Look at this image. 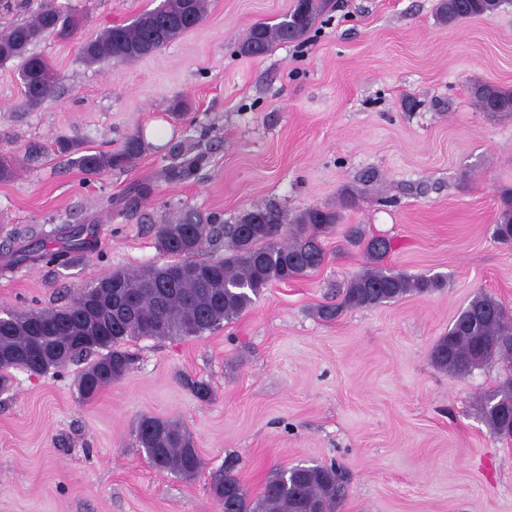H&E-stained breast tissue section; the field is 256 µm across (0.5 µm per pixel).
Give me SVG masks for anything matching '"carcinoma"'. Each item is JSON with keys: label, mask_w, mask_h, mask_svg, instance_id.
I'll list each match as a JSON object with an SVG mask.
<instances>
[{"label": "carcinoma", "mask_w": 512, "mask_h": 512, "mask_svg": "<svg viewBox=\"0 0 512 512\" xmlns=\"http://www.w3.org/2000/svg\"><path fill=\"white\" fill-rule=\"evenodd\" d=\"M502 0H440L438 15L446 23L497 11ZM209 0H161L128 25H114L84 41L79 56L88 65L128 62L153 54L205 17ZM329 7V0H298L279 21L253 25L239 44V52L261 56L280 43L304 37ZM85 23L75 7L62 8L47 0L27 21L0 33V65L20 61L24 103L37 107L48 100L57 84L52 65L31 52L37 42L54 36L69 40ZM482 112L512 114V89L492 84L474 88ZM58 150L77 155L74 165L88 176L123 171L145 149L141 137H129L115 151L81 150L68 140ZM177 163L166 175L194 172L204 156L186 140L174 151ZM20 160L0 155V180L15 177ZM356 192L343 189L339 207H310L293 218L277 204L242 211L232 224L215 225L209 216L185 208L176 219L156 227L158 249L171 257L160 266L136 272L113 271L85 288L59 309L8 311L0 317V389L9 387L11 371L34 375L66 367L89 355L97 358L77 379L79 397L93 401L100 391L121 379L135 364L128 343L141 338H196L231 322L252 307L273 282L286 283L318 270L326 256L323 238L341 220V210L355 206ZM85 228L68 231L67 253H82L89 237ZM224 237V256L204 257L214 240ZM495 237L512 243V188L499 193ZM348 242L363 249L368 266L339 289L334 305L317 314L333 319L348 309L371 308L407 295L430 296L445 287L442 275H409L382 265L391 242L380 236L365 238L352 226ZM47 257L44 244L31 240L12 251L16 265ZM512 312L495 298L476 294L457 314L431 351L432 365L453 376L500 363L503 375L480 399L489 431L512 439ZM135 440L150 464L161 471L191 477L203 461L191 434L179 424L157 417L139 420ZM210 490L221 512H336L344 494L340 466L298 464L278 469L252 496L230 469L214 474Z\"/></svg>", "instance_id": "1"}]
</instances>
